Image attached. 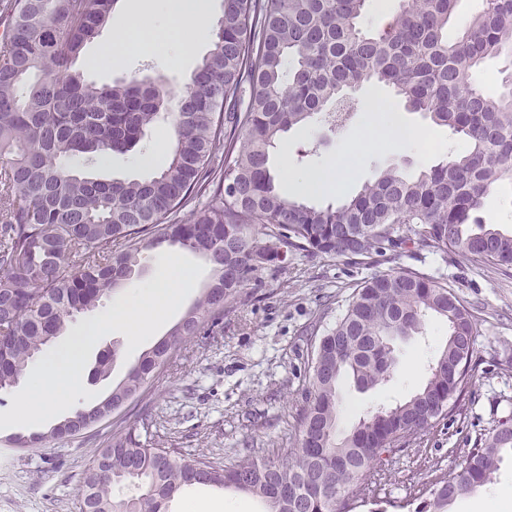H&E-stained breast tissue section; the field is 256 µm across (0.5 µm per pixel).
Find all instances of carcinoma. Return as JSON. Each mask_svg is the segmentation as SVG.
Returning a JSON list of instances; mask_svg holds the SVG:
<instances>
[{
  "instance_id": "obj_1",
  "label": "carcinoma",
  "mask_w": 512,
  "mask_h": 512,
  "mask_svg": "<svg viewBox=\"0 0 512 512\" xmlns=\"http://www.w3.org/2000/svg\"><path fill=\"white\" fill-rule=\"evenodd\" d=\"M115 2L6 0L0 9V390L18 384L74 316L123 287L140 255L165 242L204 257L212 280L170 337L112 389L114 402L138 398L178 344L207 335L258 271L290 252L370 259L412 242L512 268V233L480 216L485 196L512 181V88L492 97L472 81L485 60L512 51V0H486L451 41L458 0H422L378 32L362 27L366 0H224L214 48L176 96L160 81L99 86L71 71ZM372 83L450 128L467 149L415 176L388 167L335 205L282 193L271 172L282 134L312 122L336 128L345 91ZM163 122L174 141L159 173L79 171L129 151ZM431 317L448 336L425 384L395 405L367 407L338 434L342 381L362 391L388 382L398 364L391 337L418 334ZM474 331L448 285L411 270L375 275L319 340L298 447L226 466L117 432L84 474L79 512H170L177 494L201 486L257 497L264 512H354L368 498L377 456L410 447L448 416L471 379ZM76 412L67 430L78 436L102 416L97 404ZM508 451L512 418L459 468L435 476L413 512H448L494 482ZM336 485L344 496L330 490Z\"/></svg>"
}]
</instances>
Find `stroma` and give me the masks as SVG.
<instances>
[{"instance_id": "1", "label": "stroma", "mask_w": 512, "mask_h": 512, "mask_svg": "<svg viewBox=\"0 0 512 512\" xmlns=\"http://www.w3.org/2000/svg\"><path fill=\"white\" fill-rule=\"evenodd\" d=\"M111 40V27H104L87 44L75 70L99 85L159 77L174 92L190 81L213 48L208 35L192 56L177 63L136 55L96 61L99 48ZM378 97L389 102L390 112H371V103ZM355 103L357 110L341 131L313 124L286 133L287 148L274 153L273 169L284 164L299 172L322 169L345 154L360 136L386 128L394 119L420 136L399 152L381 145L367 153L353 166L355 181L315 196V203L349 198L385 167L416 175L462 149L448 128L406 111L384 85L358 90ZM164 132V126H157L137 148L113 155L104 175L147 177L137 158L141 151L154 149ZM399 268L447 284L473 312L476 323L473 380L456 401L454 413L438 421L416 444L395 449L372 476L369 500L357 510L404 512L407 500L428 485L437 470L460 465L481 434L512 417V270L475 257H447L411 243L398 248L391 260L375 257L355 262L321 254H289L286 262L259 272L243 288L241 300L228 305L213 333L173 351L168 367L156 374L135 402L85 435L51 440L39 448H14L8 438L30 434V427L0 429V512H78L81 478L95 452L106 447L119 428L144 446L174 448L185 459L204 454L230 464L247 454L284 455L299 444L300 412L320 337L344 312L355 288L376 274ZM446 336L445 325L430 320L423 336L400 343L399 370L390 383L366 393L345 385L340 428L350 427L367 404H392L418 390L425 382L428 362L443 348ZM109 347L116 351L110 374L92 387L101 399L125 379L134 363L126 355L124 335L111 333L96 344L100 351ZM196 502L222 506L223 512L262 509L254 497L202 488L175 497L170 512H185Z\"/></svg>"}]
</instances>
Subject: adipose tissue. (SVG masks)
<instances>
[{"label": "adipose tissue", "instance_id": "adipose-tissue-1", "mask_svg": "<svg viewBox=\"0 0 512 512\" xmlns=\"http://www.w3.org/2000/svg\"><path fill=\"white\" fill-rule=\"evenodd\" d=\"M156 5L157 0H125V7L113 24L112 42L100 50V57L120 53L149 58L161 54L176 62L191 54L208 19L210 0H166L161 22L146 25V18L157 12ZM348 174L349 165L344 161L332 164L327 170L283 172L289 184L313 194L342 184Z\"/></svg>", "mask_w": 512, "mask_h": 512}]
</instances>
